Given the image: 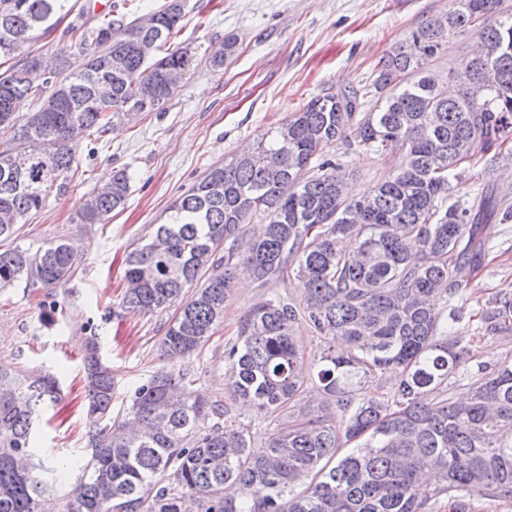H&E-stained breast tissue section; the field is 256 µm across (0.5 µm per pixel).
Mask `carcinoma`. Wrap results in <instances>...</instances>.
Segmentation results:
<instances>
[{
  "mask_svg": "<svg viewBox=\"0 0 512 512\" xmlns=\"http://www.w3.org/2000/svg\"><path fill=\"white\" fill-rule=\"evenodd\" d=\"M186 0H165L141 20L125 14L88 28L75 18L84 58L76 66L25 55L71 13L69 0H0V56L23 55L0 73V242L42 208L77 163L83 138L104 136L131 112H152L181 83L185 55L168 45ZM477 35L456 90L444 93L429 61L448 40ZM392 48L374 78L310 99L255 146L210 167L171 201L164 223L126 258L124 313L176 315L160 341L171 358L192 356L224 321L233 279L249 275L259 301L228 346L234 399L273 427L257 433L222 399L193 388L189 363L158 371L124 397L98 345L84 357L89 459L63 512H431L440 500L512 499V364L472 363L458 268L485 249L490 196L449 202L450 173L477 146L512 160V9L504 0H453ZM44 72L42 105L29 74ZM375 106L366 109L370 98ZM354 129L359 146L392 151L398 165L366 197L346 194L343 166L323 149ZM131 176L120 170L79 206V224H102L124 206ZM260 219L245 249L244 226ZM77 251L59 241L34 252L0 248V292L66 283ZM294 277L295 299L277 292ZM477 333H512V290L470 313ZM320 340L314 372L294 336ZM467 367L468 397H448ZM319 398L303 401L307 381ZM58 398L48 375L0 368V512H43L52 484L33 434ZM357 442L340 454L342 442ZM438 479L421 484L424 467ZM311 478L301 492L294 488Z\"/></svg>",
  "mask_w": 512,
  "mask_h": 512,
  "instance_id": "carcinoma-1",
  "label": "carcinoma"
}]
</instances>
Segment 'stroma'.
<instances>
[{
    "label": "stroma",
    "instance_id": "obj_1",
    "mask_svg": "<svg viewBox=\"0 0 512 512\" xmlns=\"http://www.w3.org/2000/svg\"><path fill=\"white\" fill-rule=\"evenodd\" d=\"M450 0H188L173 47L187 51L189 64L179 88L158 109L118 124L102 140H83L66 186L51 190L45 206L20 225L17 241L33 249L69 239L81 261L65 286L33 293L15 288L0 295V363L11 370L57 377L61 399L44 414L36 442L42 461L55 469L52 502L62 506L78 485L82 455L94 421L85 407L82 356L97 338L116 382L114 407L138 381L173 362L157 341L173 309L113 319L109 308L122 293L124 258L144 244L161 223L168 204L195 184L213 164L252 146L269 127L285 122L312 97L368 80L391 47L409 44L427 16L447 10ZM237 48L223 66L212 64L226 37ZM476 37L451 38L431 60L441 83L453 84L462 58ZM353 172L351 187H374L394 168L385 152L325 149ZM127 169L130 193L108 223L80 224L76 212L105 181ZM457 196H493L512 207V163L492 161L477 150L475 164L456 169ZM498 213L485 222L488 244L477 269L469 271L475 308L512 286V221ZM260 288L246 275L233 283L224 322L193 356L198 389L229 398L231 380L224 354L237 326L257 303ZM56 301L53 324L43 322L40 302Z\"/></svg>",
    "mask_w": 512,
    "mask_h": 512
}]
</instances>
